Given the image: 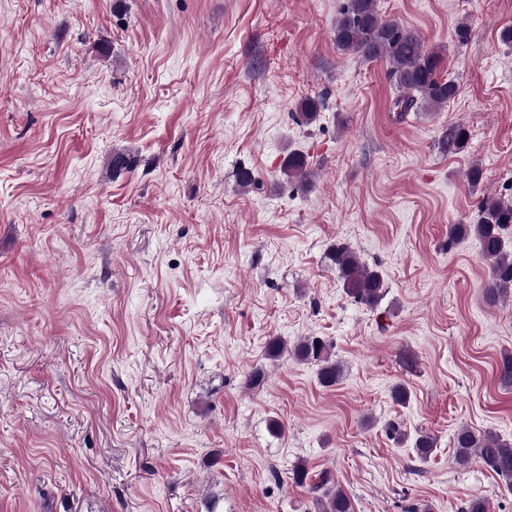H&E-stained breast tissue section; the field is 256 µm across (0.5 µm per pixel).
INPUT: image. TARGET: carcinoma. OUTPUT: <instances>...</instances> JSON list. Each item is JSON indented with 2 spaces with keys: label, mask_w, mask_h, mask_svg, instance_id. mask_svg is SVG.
I'll list each match as a JSON object with an SVG mask.
<instances>
[{
  "label": "carcinoma",
  "mask_w": 512,
  "mask_h": 512,
  "mask_svg": "<svg viewBox=\"0 0 512 512\" xmlns=\"http://www.w3.org/2000/svg\"><path fill=\"white\" fill-rule=\"evenodd\" d=\"M336 48L366 60H379L388 66L387 75L398 91L394 108L401 114L439 109L448 105L459 92L458 83L442 76V52L428 48L413 29L395 20L383 18L377 0H345L334 28ZM319 102L306 99L299 115L306 124L317 120ZM469 132L460 123H450L439 137V149L446 154H458L467 147ZM283 173L288 181L301 188L312 184L314 170L307 157L290 151L284 160ZM512 225V201L485 197L480 202L479 220L475 224H451L448 227V247L473 236L479 243L482 257L489 264L490 279L486 300L494 305L512 296V251L507 250L504 232ZM331 265L344 294L354 302L368 307L377 305L385 296L387 283L383 273L370 267L344 243L336 244L329 253ZM317 366V376L324 386L335 385L341 369L331 356L330 342L315 338L299 341L286 349L279 337L266 344V355L278 360L284 354ZM498 384L504 390L512 388V353L501 356ZM387 433L397 444L412 441L416 457L425 461L437 448V438L427 431H417L410 437L391 422ZM454 461L461 467L478 460L504 482H512V443L491 431L459 427L453 435ZM290 479L296 486L313 496L317 512H352L350 497L334 482L331 473H312L302 462L290 469Z\"/></svg>",
  "instance_id": "obj_1"
}]
</instances>
